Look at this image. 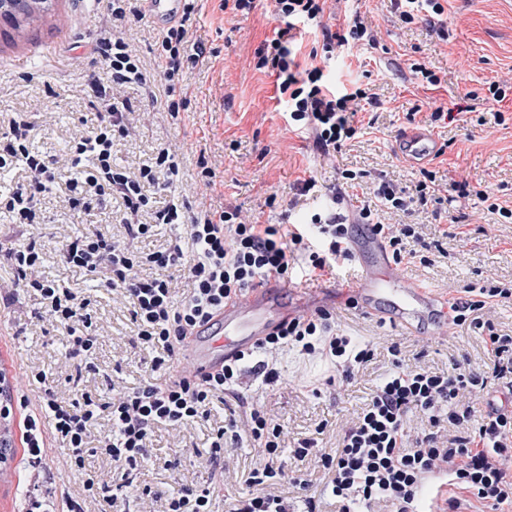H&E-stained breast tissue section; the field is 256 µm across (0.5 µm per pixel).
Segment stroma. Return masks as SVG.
I'll list each match as a JSON object with an SVG mask.
<instances>
[{
	"label": "stroma",
	"mask_w": 512,
	"mask_h": 512,
	"mask_svg": "<svg viewBox=\"0 0 512 512\" xmlns=\"http://www.w3.org/2000/svg\"><path fill=\"white\" fill-rule=\"evenodd\" d=\"M223 2L198 0L188 23L190 42L204 45L207 53L183 70L188 104L178 120L148 101L150 92L161 89L155 72H148L146 84L128 85L118 94L128 106L129 134L115 143L114 165L134 169L150 163L157 148L165 145L178 154L179 174L169 188H145L155 209L179 199L196 212L236 207L249 221L302 222L315 207L329 204L343 170L360 175L355 186L342 192L340 209L348 214L372 201L379 182L411 188L425 168L436 176V201L386 215L385 221L424 225L426 242L435 246L432 263H404L399 273L441 296L490 279L512 282V223L489 213L481 199L486 193L512 209V0H448L444 39L424 19L403 23L392 0H327L324 23L343 26L353 10H360L379 43L378 48L365 46L324 63L326 74L358 82L378 100L376 107L358 112L355 138L329 155L288 127L283 117L288 105L277 93L275 77L255 67V50L277 24L273 0H259L244 16L224 11ZM54 3L51 15L31 26L15 31L0 24V114L26 113L34 127V148L62 162L83 119L93 118L99 109L94 84L110 83L93 47L111 19L98 0ZM413 62L435 71L440 85H421L409 70ZM497 85L507 89L499 103L490 92ZM458 104L465 110L453 122L432 120V113ZM496 109L506 113L504 123H496ZM411 128L427 131L445 145L444 154L423 165L408 161L398 143ZM205 167L215 174L209 189L201 179ZM305 179L313 180L315 187L302 196L296 184ZM64 197V187H57L46 201L44 223L33 228L0 218V284L14 280L8 253L36 242L43 253V274L87 299L97 326V349L82 362L70 359L68 330L44 316L42 300L34 292L18 291L13 304L0 305V352L16 358L25 394L24 400L11 402L10 421L15 425L27 413L26 401L36 400L43 388H51L64 405L80 406L88 399L107 401L113 390H132L152 375L156 352L133 346L138 328L130 302L106 288L103 276L65 266L59 251L66 239L99 231L140 253L177 242L183 250L191 248L181 239L182 227L155 223L152 212L139 216L141 223L151 225L150 236L132 240L121 222L119 200L109 198L97 206L98 220L93 223L73 217ZM359 274L353 263L341 267L333 281H290L279 291L295 313L330 309L338 329L371 343L373 354L354 378L337 377L329 361L293 349L273 356L280 373L275 384H266L252 367L244 369L243 392L283 425L284 448L306 439L326 450L336 447L350 418L388 372L391 349H398L410 366L437 372L458 362L479 372L490 363L481 336L472 331L410 332L346 307L348 288ZM39 374L45 383H36ZM235 406L234 400L217 398L204 418L181 428H156L147 458L130 471L127 512H164L162 491L210 483L201 454ZM110 435L107 417H100L91 432L95 452L87 456L85 472H73L63 486L54 485L52 475L64 465L67 451L53 448L37 481L41 492L53 496L58 512H64L67 495H81L85 473L112 482L115 467L98 451ZM256 461L253 448L227 447L225 482L212 512H227L232 498L249 493L245 478Z\"/></svg>",
	"instance_id": "35a3bbf8"
}]
</instances>
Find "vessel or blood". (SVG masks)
Masks as SVG:
<instances>
[{
	"instance_id": "1",
	"label": "vessel or blood",
	"mask_w": 512,
	"mask_h": 512,
	"mask_svg": "<svg viewBox=\"0 0 512 512\" xmlns=\"http://www.w3.org/2000/svg\"><path fill=\"white\" fill-rule=\"evenodd\" d=\"M145 5L154 20L174 22L180 18L182 0H146ZM399 149L407 159L420 162L435 154L436 143L426 132L409 131L402 136ZM353 247L362 260L354 296L365 313L413 331L438 322L447 312V299L402 277L378 241L360 237ZM289 316L274 294L257 288L247 300L225 306L217 329L209 338H193L187 356L196 371L218 368L226 357L267 335Z\"/></svg>"
}]
</instances>
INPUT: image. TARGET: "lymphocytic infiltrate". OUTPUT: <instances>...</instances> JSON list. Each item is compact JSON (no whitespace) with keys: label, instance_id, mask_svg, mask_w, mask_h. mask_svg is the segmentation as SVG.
<instances>
[{"label":"lymphocytic infiltrate","instance_id":"lymphocytic-infiltrate-1","mask_svg":"<svg viewBox=\"0 0 512 512\" xmlns=\"http://www.w3.org/2000/svg\"><path fill=\"white\" fill-rule=\"evenodd\" d=\"M278 21L271 38L256 50L257 69L276 77L280 96L286 97L289 128L309 133L322 153L340 149L357 133L354 105L367 93L355 83L329 82L319 66L302 65L298 37L315 31L321 48L310 51L333 54L362 45H375L361 14H353L344 32L332 31L323 23L326 0H273ZM108 9L117 29L102 36L95 52L115 85L145 82L141 59L133 53L120 29L121 23L142 21L143 0H108ZM188 31L184 25L170 27L159 41L156 70L164 82L162 105L171 118H178L187 103L178 97L180 74L186 64L198 61V54L187 51ZM9 131L0 139V170L24 165L31 174L29 187L16 188L0 196V213L10 223L36 225L42 221L41 194L52 184L65 182L71 211H89L94 198L118 196L131 219L125 229L129 237L148 236L151 226L138 224L134 215L150 209L145 194L148 184L168 185L179 173V165L168 148H158L153 162L130 173L112 164L116 136L125 135L124 114L110 97H102L97 120L71 145L70 166L81 169L78 177H66L65 169L49 166L30 143L32 125L14 116ZM432 172H424L414 190L384 181L374 191V203L357 213L343 215L327 208L311 215L304 224H248L238 209L187 215V206L171 201L153 210L158 224H185L192 243L191 255L180 246L137 255L116 246L103 233L96 232L67 241L62 261L95 274L106 273L109 288L121 291L133 307L137 341L142 347L158 349L152 368L163 371L164 382L145 380L132 391L98 404L86 400L83 407L61 405L53 392L44 391L34 411L25 417L20 438L24 459L31 467L42 465L49 441L71 451L70 467H85L88 438L100 414H107L112 436L101 446L102 454L123 467H136L148 454L155 428L180 427L200 418L216 394L234 395L239 417L229 418L211 444L207 463L215 471L224 468L225 441L247 440L260 449L259 461L251 471L248 485L280 480L306 488L308 479L300 464L307 457L318 458L327 478L325 490L339 505L338 512H354L356 504L382 506L384 512H459L462 502H475L490 512L512 508V411L490 406L476 415L469 396L480 395L489 380H503L512 391V335L498 331L484 317L494 302L512 299V287L494 284L469 288L466 295L448 301V323L480 330L493 357L491 374L484 375L458 363L451 371L437 373L410 367L394 358L392 369L371 394L356 420L342 433L336 449L318 448L306 440L292 451L298 466L286 470L281 458L284 427L274 422L254 403L237 393L242 367L254 362L266 381L278 379L275 369L262 356L280 347L297 348L301 354L329 360L342 377L351 378L356 367L369 361L368 344L336 332L329 310L298 316L279 324L267 336L225 359L221 369L205 374L180 370L183 351L194 335L208 329L223 313L225 304L262 286L268 278H284L302 269L306 280L315 281L335 272L354 259L353 239L365 230L381 239L395 263L415 258L409 242H422L418 225L395 226L382 222L389 210L409 211L413 204H426ZM15 269L14 284L37 292L52 321L61 325L82 320L85 301L54 281L35 276L42 255L35 243L20 246L10 255ZM152 274H143V267ZM183 267L191 288L182 302H175L167 271ZM420 418L425 428L410 436L412 418ZM443 482L429 503H422L423 489L432 482Z\"/></svg>","mask_w":512,"mask_h":512}]
</instances>
